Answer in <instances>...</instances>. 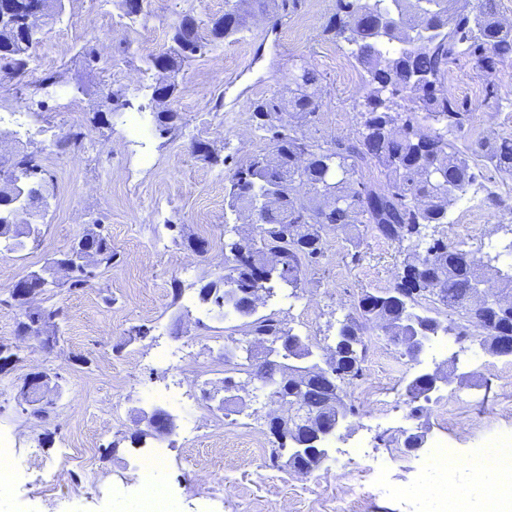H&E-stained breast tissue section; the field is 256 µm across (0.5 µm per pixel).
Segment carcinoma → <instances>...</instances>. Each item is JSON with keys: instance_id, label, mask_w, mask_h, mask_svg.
<instances>
[{"instance_id": "obj_1", "label": "carcinoma", "mask_w": 512, "mask_h": 512, "mask_svg": "<svg viewBox=\"0 0 512 512\" xmlns=\"http://www.w3.org/2000/svg\"><path fill=\"white\" fill-rule=\"evenodd\" d=\"M246 2L225 0L224 14L206 21L191 9L182 11L173 23L169 49L149 58L148 69L176 74L203 51L223 46L242 30ZM324 33L334 42H346L363 72L366 95L356 135L326 145L297 136V126L318 121L321 107L318 78L305 67L284 94L251 103L256 128L269 134L271 150L232 170L225 197L229 207L253 213L257 243L224 244L225 274L203 290L216 300L223 286L271 296L276 286L285 285L290 289L287 297L295 298L303 269L323 255L325 232L361 226L397 244L408 257L391 287L363 292L355 314L338 328L336 344H354L349 356L326 363L341 385L363 376L366 335L387 336L402 347L410 319L419 321L432 339L444 335L462 342L512 333V302L502 304L504 294L512 292V263L505 270L495 268L494 256L482 264L471 251L436 236L438 226L448 223V211L460 193L475 182L478 162L512 175V135L491 144H458L466 111L444 89L449 64L466 55L486 79V96L496 97L497 66L512 57V24L499 18L497 0H336V13ZM40 42L41 37L27 36V29L16 22L0 23V64L25 73ZM147 89L149 102L169 101L177 97L178 83L166 80ZM372 169L383 181L365 178L364 171ZM42 172L38 156L31 153L6 169L0 167V182L21 178L42 189ZM290 179L309 187L324 205L314 206L293 194ZM5 194L0 187V236L14 231ZM270 259L275 264L268 269L267 282L254 284V264ZM111 264L112 248L101 235L91 267ZM491 268L498 288L488 290L487 298L500 303L499 309H473L467 302L469 291L475 281L486 282ZM423 300L442 304L455 318L444 325L418 314L414 308ZM244 316L252 318L248 326L255 338L283 341L284 358L319 367L308 338L274 316H256L254 308ZM427 391L423 373L406 384L412 416L427 410ZM300 399L307 411L322 405L315 388L300 392ZM276 440L274 453L288 468L302 462L313 470L328 458L325 446L312 454L284 455L287 428Z\"/></svg>"}]
</instances>
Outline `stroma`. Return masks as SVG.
<instances>
[{
  "instance_id": "1",
  "label": "stroma",
  "mask_w": 512,
  "mask_h": 512,
  "mask_svg": "<svg viewBox=\"0 0 512 512\" xmlns=\"http://www.w3.org/2000/svg\"><path fill=\"white\" fill-rule=\"evenodd\" d=\"M147 24L124 17L121 0H65L60 20L44 29L39 52H54L49 73L54 85L39 82L47 71L32 67L18 77L0 72V161L15 154L38 153L50 184V208L38 242L21 251L0 246V346L17 350L19 359L0 372V434L16 442L12 462L15 482L0 495V512H137V461L149 449H169L170 458L157 482L171 494L175 512H252L256 504L278 503L282 512H315L319 502L339 500L354 486L355 476L384 466L392 482L406 487L431 484L422 453L407 452L408 434L423 430L429 439L448 438L458 455L468 457L501 432L512 433L502 419L504 382L500 369L506 359L491 355L478 341L448 346L446 356L426 354L412 361L398 346L366 351L365 382L382 386L381 403L363 398L359 385L346 389L345 401L355 416L338 429L330 457L318 469L300 474L277 466L256 452L242 432L264 431L273 444L267 415L270 410L257 381L246 371L224 367L225 342L248 337L244 318L222 317L217 307L202 302L200 289L224 273L225 228L230 237L248 240L255 226L244 210L231 209L225 197L230 165L269 150V141L251 117V101L280 93L299 67L314 70L320 79L322 107L316 125L300 133L319 142L353 137L363 102L362 71L347 44L330 41L323 27L336 11V0H299L283 9L281 0L254 8L245 28L225 41L217 52L196 57L176 76L180 96L168 106L178 114L171 133L158 131L155 116L144 112L146 137L130 141L123 113L105 115V96L155 83L147 68L150 55L170 46V26L178 12L191 8L200 18L222 15L224 0H147ZM93 48L99 60L87 64L82 51ZM224 59L211 70L214 56ZM445 89L464 101L470 120L463 140L491 142L512 134V59L497 67V96L485 97V83L472 61L458 57L448 68ZM193 89L185 100L184 89ZM74 102L75 114L64 112ZM20 112L30 130L18 133L7 120ZM84 132L81 147L64 145L70 131ZM204 142L227 165L198 159L192 145ZM156 163L147 170L141 155ZM480 183L498 193L503 204L483 207L473 217L452 209L448 224L439 228L448 243H463L485 257L486 240L512 242V177L492 166L480 169ZM167 204L164 223L153 221L151 198ZM106 236L114 254L111 267L99 268L85 287H66L59 274L36 300L40 307H59V340L53 350L22 341L17 325L20 311L7 306L19 279L44 265L53 254L67 250L88 232ZM350 242L341 232H328L324 253L302 277L298 296L261 300L258 312L275 314L287 326L308 337L318 362L330 358L340 321L352 315L362 292L389 288L404 258L397 244L363 235L360 260L351 263ZM181 298H174V286ZM148 335L131 338L133 327ZM191 352L199 368L195 376L159 360V353ZM35 371L60 373L59 388L49 392L54 403L49 419L24 411L19 385ZM446 371L452 383L433 393L428 412L410 414L405 386L416 373ZM238 382V398L223 408L224 378ZM168 389L183 403L174 411L178 429L173 436L143 437L131 443L139 409L151 407V393ZM455 409L452 421L442 422L444 406ZM211 421L201 433L224 442L223 453H201L199 473L184 463L187 427L200 411ZM238 432L228 443L225 431ZM369 435L367 456L354 445Z\"/></svg>"
}]
</instances>
